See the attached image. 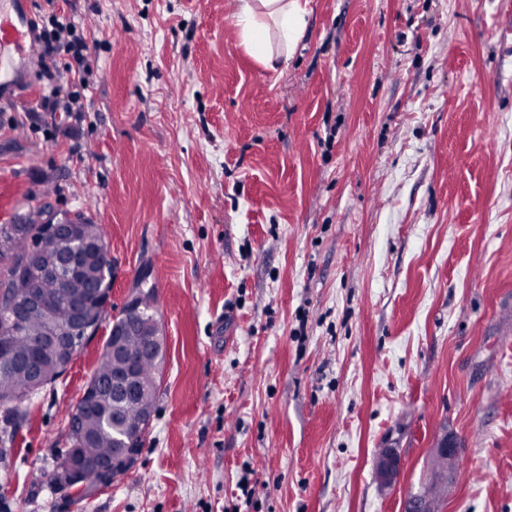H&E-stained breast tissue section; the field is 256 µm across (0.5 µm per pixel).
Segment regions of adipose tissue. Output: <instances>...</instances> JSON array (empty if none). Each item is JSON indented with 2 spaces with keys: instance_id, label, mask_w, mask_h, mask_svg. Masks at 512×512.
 Here are the masks:
<instances>
[{
  "instance_id": "obj_1",
  "label": "adipose tissue",
  "mask_w": 512,
  "mask_h": 512,
  "mask_svg": "<svg viewBox=\"0 0 512 512\" xmlns=\"http://www.w3.org/2000/svg\"><path fill=\"white\" fill-rule=\"evenodd\" d=\"M240 38L264 67L273 69L281 58L272 50L267 32L276 28L286 49H294L306 32L309 0H234Z\"/></svg>"
}]
</instances>
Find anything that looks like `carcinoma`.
<instances>
[{"label": "carcinoma", "mask_w": 512, "mask_h": 512, "mask_svg": "<svg viewBox=\"0 0 512 512\" xmlns=\"http://www.w3.org/2000/svg\"><path fill=\"white\" fill-rule=\"evenodd\" d=\"M81 243L97 244L102 249L101 256L92 263V273L99 287L107 292L112 287L114 268L108 257L104 234L100 225L91 219L81 220ZM75 245L73 241L44 242L28 235L23 219L16 218L8 224H0V276L12 272L14 263L26 254H33L38 265H51L56 256ZM13 288L20 294L31 290L39 292L47 305L54 309L55 322L65 326L69 321L66 301L84 298L88 295L81 279L59 280L47 277L39 281L18 278ZM138 305L141 320L125 336V348L136 353L154 338L158 325L154 311L156 296L154 290L142 291L133 299ZM45 326L41 311L32 313L24 331L14 335L0 333V410L3 411V427L0 428V441L7 444L12 436V424L21 406L37 392L33 387L28 364L38 362L45 383L55 381L63 372V365L69 364V353L65 346L37 355L31 337L41 334ZM163 357L146 356L140 359L139 371L145 391L138 396L117 401L112 398V376L121 369L122 361L112 355L102 353L94 371V377L105 384L90 408L77 402L70 417L77 419L79 429L69 434V438L81 448L90 461L112 456V449L123 443L129 424L139 417L153 412L158 397L159 370Z\"/></svg>", "instance_id": "obj_1"}]
</instances>
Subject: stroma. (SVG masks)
Masks as SVG:
<instances>
[{
    "label": "stroma",
    "instance_id": "obj_1",
    "mask_svg": "<svg viewBox=\"0 0 512 512\" xmlns=\"http://www.w3.org/2000/svg\"><path fill=\"white\" fill-rule=\"evenodd\" d=\"M287 65L231 0H56L90 69L74 115L0 98V224H100L105 318L0 455V512H512V0H310ZM154 287L164 358L132 468L51 486L112 319ZM301 336H294V329ZM398 449L381 488L374 463ZM457 447L456 441L453 438H448V435L441 438L438 448H434V459H446L448 461V473L431 468L429 476L432 481L439 485L447 483L448 477H450L456 470V458L461 449ZM430 479H427L425 483L420 486L419 491L414 494V496L422 497L429 493H432L433 495L436 493V488L431 483ZM400 471V459L395 448H384L375 462V474L382 486L392 489Z\"/></svg>",
    "mask_w": 512,
    "mask_h": 512
}]
</instances>
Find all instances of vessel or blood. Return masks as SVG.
Returning <instances> with one entry per match:
<instances>
[{"label":"vessel or blood","instance_id":"1","mask_svg":"<svg viewBox=\"0 0 512 512\" xmlns=\"http://www.w3.org/2000/svg\"><path fill=\"white\" fill-rule=\"evenodd\" d=\"M35 27L32 0H0V95L15 88L24 60L34 56Z\"/></svg>","mask_w":512,"mask_h":512}]
</instances>
